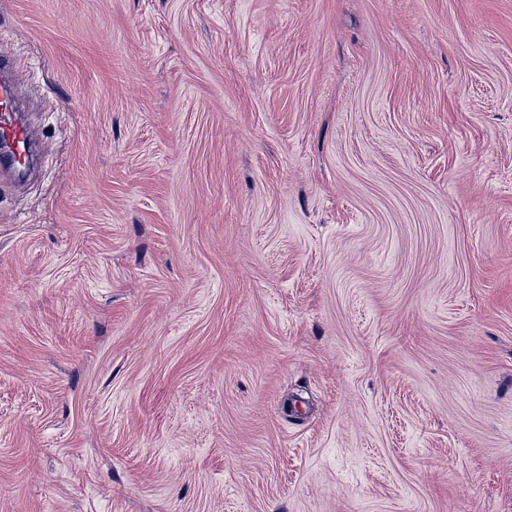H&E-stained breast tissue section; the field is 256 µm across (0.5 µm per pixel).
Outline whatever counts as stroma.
I'll return each instance as SVG.
<instances>
[{
  "instance_id": "35a3bbf8",
  "label": "stroma",
  "mask_w": 512,
  "mask_h": 512,
  "mask_svg": "<svg viewBox=\"0 0 512 512\" xmlns=\"http://www.w3.org/2000/svg\"><path fill=\"white\" fill-rule=\"evenodd\" d=\"M0 512H512V0H0ZM19 66L15 56L0 54V141L11 147V158L5 163L10 168L27 166L31 147L39 138L35 126L18 114L15 87L3 80V74H15Z\"/></svg>"
}]
</instances>
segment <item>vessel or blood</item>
Instances as JSON below:
<instances>
[{"instance_id": "vessel-or-blood-1", "label": "vessel or blood", "mask_w": 512, "mask_h": 512, "mask_svg": "<svg viewBox=\"0 0 512 512\" xmlns=\"http://www.w3.org/2000/svg\"><path fill=\"white\" fill-rule=\"evenodd\" d=\"M20 62L16 57L0 54V141L7 143L12 155L9 167L27 166L32 145L38 132L18 113L15 88L3 80L4 75L16 73Z\"/></svg>"}]
</instances>
